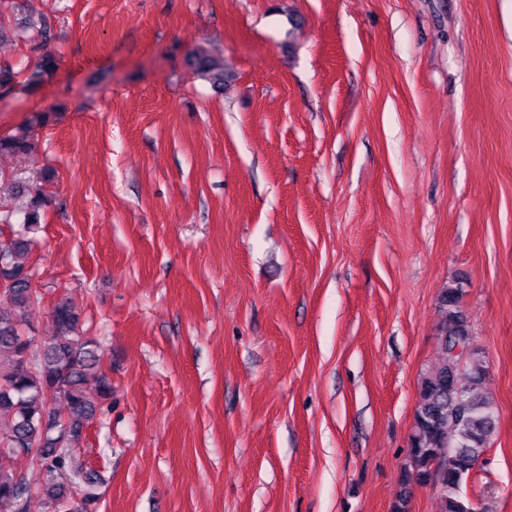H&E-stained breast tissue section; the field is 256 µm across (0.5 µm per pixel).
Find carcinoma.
<instances>
[{
	"label": "carcinoma",
	"instance_id": "1",
	"mask_svg": "<svg viewBox=\"0 0 512 512\" xmlns=\"http://www.w3.org/2000/svg\"><path fill=\"white\" fill-rule=\"evenodd\" d=\"M28 24L38 35L37 70L31 76L35 83L58 68L55 54L47 49L55 33L45 18ZM188 66L212 87H224L222 60L198 53L188 59ZM27 140L23 130L0 139V152L23 150ZM27 248L22 237L0 241V280L8 283L4 297L12 304L0 309V359L7 360V368H0V414L10 418L8 430L0 433V512H24V500L33 490L60 507L67 498L65 486L57 481L67 460L63 449L80 440L98 403L112 396V384L100 370L98 346L82 335L72 300L57 303L52 311L56 334L43 342L41 352L32 350L34 339L24 335V326L30 324L35 300L30 273L20 261ZM461 296L457 287L439 296V343L447 359L421 381L408 449L411 476L439 488L441 512H475L461 488L496 428L493 401L482 392L484 356L471 348ZM57 398L67 404L64 415L52 406ZM441 448L454 453L452 463L439 458ZM28 453L39 456L46 470V479L34 487L10 465L15 456Z\"/></svg>",
	"mask_w": 512,
	"mask_h": 512
}]
</instances>
